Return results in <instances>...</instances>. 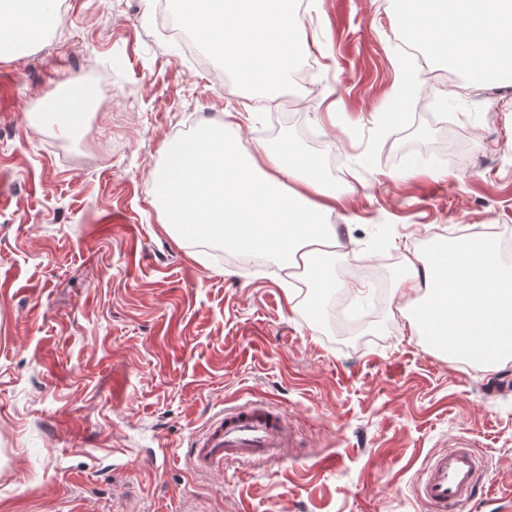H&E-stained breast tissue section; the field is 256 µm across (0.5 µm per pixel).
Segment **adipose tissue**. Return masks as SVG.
Here are the masks:
<instances>
[{"instance_id": "obj_1", "label": "adipose tissue", "mask_w": 512, "mask_h": 512, "mask_svg": "<svg viewBox=\"0 0 512 512\" xmlns=\"http://www.w3.org/2000/svg\"><path fill=\"white\" fill-rule=\"evenodd\" d=\"M292 0H177L182 25L237 81L287 85L303 21ZM57 18L53 0H0V56L37 41ZM400 33L434 59H447L468 86L512 84V0H397ZM83 100L47 101L36 120L62 133L85 120ZM230 122L206 123L167 143L151 172L163 221L181 237L216 240L286 269L307 270L310 303L338 288V242L327 222L344 198L320 159L289 139L244 144ZM412 294L400 312L421 336H450L451 357L493 370L512 362V267L489 239L446 238L427 255H405L396 279Z\"/></svg>"}]
</instances>
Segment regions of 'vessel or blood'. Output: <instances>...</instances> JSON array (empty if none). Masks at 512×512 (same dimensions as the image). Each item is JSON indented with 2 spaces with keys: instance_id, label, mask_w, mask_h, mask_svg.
I'll use <instances>...</instances> for the list:
<instances>
[{
  "instance_id": "1",
  "label": "vessel or blood",
  "mask_w": 512,
  "mask_h": 512,
  "mask_svg": "<svg viewBox=\"0 0 512 512\" xmlns=\"http://www.w3.org/2000/svg\"><path fill=\"white\" fill-rule=\"evenodd\" d=\"M295 436L286 416L262 400L225 408L193 442L190 464L211 472L229 462L276 464ZM484 470L473 448L459 445L433 455L415 485L428 512H463L477 496Z\"/></svg>"
}]
</instances>
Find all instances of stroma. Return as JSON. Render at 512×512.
<instances>
[{"label":"stroma","instance_id":"stroma-1","mask_svg":"<svg viewBox=\"0 0 512 512\" xmlns=\"http://www.w3.org/2000/svg\"><path fill=\"white\" fill-rule=\"evenodd\" d=\"M311 88L219 86L159 33L148 0H68L53 32L0 59V512H427L413 485L431 455L470 442L489 479L468 512H512V363L436 355L396 306L404 255L473 227L512 228V86L461 95L448 61L421 72L403 121L394 0H308ZM111 70L83 127L28 114L74 74ZM233 112L244 143L289 136L331 150L351 195L328 294L349 326L267 258L243 266L173 235L149 172L193 119ZM408 178L404 151L453 145ZM385 225L382 248L372 245ZM261 398L296 431L288 464L192 469V438Z\"/></svg>","mask_w":512,"mask_h":512}]
</instances>
